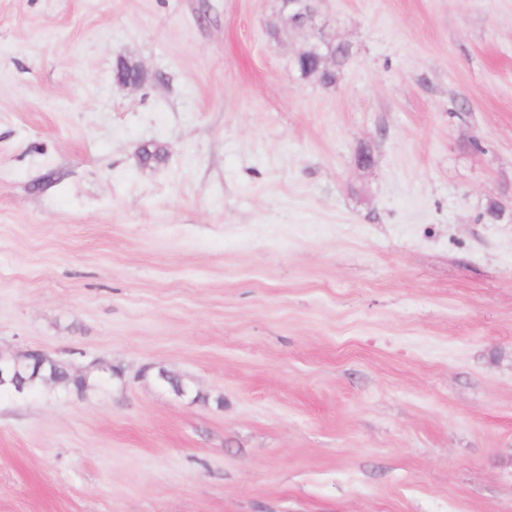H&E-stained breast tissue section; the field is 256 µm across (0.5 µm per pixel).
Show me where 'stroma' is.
<instances>
[{
  "instance_id": "stroma-1",
  "label": "stroma",
  "mask_w": 512,
  "mask_h": 512,
  "mask_svg": "<svg viewBox=\"0 0 512 512\" xmlns=\"http://www.w3.org/2000/svg\"><path fill=\"white\" fill-rule=\"evenodd\" d=\"M280 7L0 0V512H512V0ZM312 0H283L281 17H287L288 27L310 31L314 42L310 45L313 49L321 44L334 42L335 38L329 33L327 23L321 18L319 12L314 9ZM22 356L33 358L40 364V366H43L50 360V357L41 350H30ZM18 371L23 383L24 391L28 393L38 390L40 385L44 383L47 378L53 380L64 388L75 390L78 394L85 392L88 388L86 376L72 372L68 365L58 360H54L53 363H47L43 368L39 369L38 365H35L32 360L24 358L20 361ZM23 387H17V392L19 394L23 393Z\"/></svg>"
}]
</instances>
